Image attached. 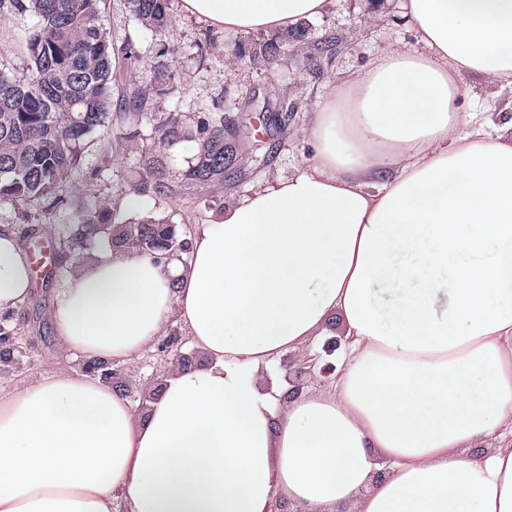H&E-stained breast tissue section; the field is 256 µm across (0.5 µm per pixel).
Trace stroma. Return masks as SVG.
I'll return each mask as SVG.
<instances>
[{
    "label": "stroma",
    "mask_w": 512,
    "mask_h": 512,
    "mask_svg": "<svg viewBox=\"0 0 512 512\" xmlns=\"http://www.w3.org/2000/svg\"><path fill=\"white\" fill-rule=\"evenodd\" d=\"M404 0H332L322 16L299 23L301 32L287 56L272 67L259 69L234 58L235 48L249 47L254 34H228L224 30L184 16L178 0H171L172 22L162 36L143 30L131 15L125 0H106V27L114 41H131L141 61L125 72L123 83L112 88L113 103H120L123 85L147 90L152 113L141 120L114 117L109 127L91 134L82 157L63 187L64 202L50 212L34 206L21 210L0 201V226L18 234L32 255H46L54 273H36L34 295L4 323L13 330L15 349L0 358V388L13 389L55 365L81 370L82 359L64 356L54 339L50 312L67 277L80 265L93 260L96 252L110 245L109 234L87 238L79 248L63 242L60 232L73 221V206L105 208L117 221L152 216L175 225L177 235L192 239L198 225L213 213L242 200L267 182L288 178L305 167L310 146L302 129L310 127L320 103L331 88L361 76L371 63L396 48L416 49L412 25L405 16ZM33 24L31 14L0 12V69L16 77L28 73L29 59L24 38ZM175 77L163 80L162 65ZM460 106L466 112L503 109L512 101V89L490 95L471 76L459 80ZM297 104L287 125L256 127L249 120L263 105ZM224 117L237 125L226 140L234 151V178L187 194L181 178L195 158V146L180 141L161 151L167 186L156 191L141 183L140 164L145 149L155 141L157 120L173 119L190 126L204 117ZM274 138L277 147L265 153L257 143ZM141 206L131 209L129 197ZM114 380L135 412H142L145 394L158 391L163 382L164 362L157 351H149L132 362H114Z\"/></svg>",
    "instance_id": "35a3bbf8"
}]
</instances>
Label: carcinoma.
I'll return each instance as SVG.
<instances>
[{
    "mask_svg": "<svg viewBox=\"0 0 512 512\" xmlns=\"http://www.w3.org/2000/svg\"><path fill=\"white\" fill-rule=\"evenodd\" d=\"M102 0H0V10L29 11L36 18L26 38L28 75L17 79L0 70V201L15 207L57 204L86 138L112 120V85L121 81V66L139 60L131 44L117 46L106 32ZM140 25L161 35L170 25L169 0H128ZM281 35L252 43L248 56L271 66L288 52ZM148 110L145 93L125 91L119 111L140 116ZM183 139L196 149V162L184 171L188 190L222 183L233 175L224 164V119H201L190 127H158V147ZM143 177L163 186L164 173L155 156L143 159ZM111 219L108 210H86L76 224L84 227ZM155 221L147 218L119 226L116 240L145 234Z\"/></svg>",
    "mask_w": 512,
    "mask_h": 512,
    "instance_id": "obj_1",
    "label": "carcinoma"
}]
</instances>
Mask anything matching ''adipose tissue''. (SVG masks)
Returning a JSON list of instances; mask_svg holds the SVG:
<instances>
[{
	"label": "adipose tissue",
	"instance_id": "obj_1",
	"mask_svg": "<svg viewBox=\"0 0 512 512\" xmlns=\"http://www.w3.org/2000/svg\"><path fill=\"white\" fill-rule=\"evenodd\" d=\"M329 0H180L227 33L290 30ZM419 50L333 91L302 172L199 225L188 263L103 248L51 310L60 350L130 361L178 325L143 416L57 367L0 390V512H512V127L458 81L512 88V0H405ZM0 228V314L28 300ZM344 328L328 389L262 374Z\"/></svg>",
	"mask_w": 512,
	"mask_h": 512
}]
</instances>
